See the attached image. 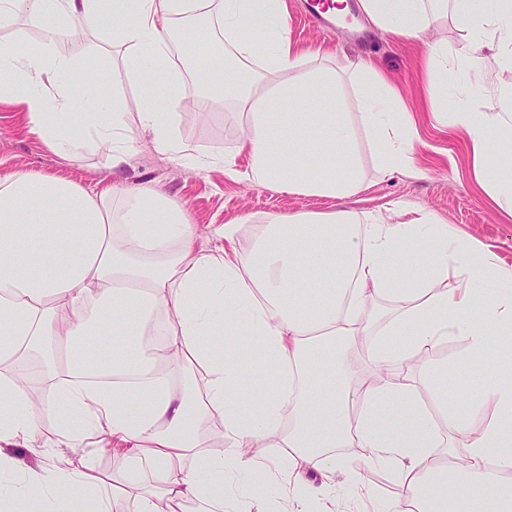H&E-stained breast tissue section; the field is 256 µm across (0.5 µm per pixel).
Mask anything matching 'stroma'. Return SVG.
Here are the masks:
<instances>
[{"label": "stroma", "mask_w": 512, "mask_h": 512, "mask_svg": "<svg viewBox=\"0 0 512 512\" xmlns=\"http://www.w3.org/2000/svg\"><path fill=\"white\" fill-rule=\"evenodd\" d=\"M291 35L302 47L321 48L333 52V61L343 64L345 58L372 57L387 79L400 89L408 112L414 121V133L421 145L415 164L422 176L397 175L383 178L379 174L373 145L361 120L365 102L358 86L341 76L335 96H317V108L340 107L350 115L356 140L365 189L355 197L335 199L289 195L256 184L236 182L224 174L223 167L189 169L184 159L174 153L158 151L147 140H139L137 150L122 171L110 173L108 153L85 148L67 157L53 153L30 132L23 110L9 103L0 104V176L12 172L52 175L90 188L102 177L114 176L124 189L151 186L183 206L192 223L197 224L210 247H223L215 237V228L224 224H240L245 234L255 232V224L264 217L298 211H327L337 208L357 213L386 214L390 204L402 201L411 208L432 214L439 223L451 225L472 239L490 246L507 265L512 266V219L502 215L486 198L473 189L469 174L465 142L449 136L432 114V105L419 59L426 43L443 42L456 51L464 42V34L454 19L442 21L420 39L383 35L370 27L363 15L360 0H348L349 22L365 28L364 42L349 39L345 30L326 32L310 25L303 17L302 0H287ZM104 34H90L69 48V55L98 66L102 71L100 92L104 98L120 94L126 100L142 95L147 85L128 82L120 91L112 89V69L120 58L108 45ZM472 105L481 110L493 104L512 113V73L502 72L486 60L481 75L467 74ZM242 133L237 116L217 108L210 112L182 110L175 125V136L183 144L223 151L237 168H246L248 158L236 154L234 147ZM467 345L458 337H449L435 354L426 357L421 366L413 367L405 376L409 384L423 386V369H434L446 376L450 390L470 396L478 386V373L461 365ZM360 486H353L344 476H336L333 502L336 512H360L359 493H367L382 501L395 497L399 488L393 475L380 467L366 466L360 472Z\"/></svg>", "instance_id": "35a3bbf8"}]
</instances>
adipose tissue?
I'll return each instance as SVG.
<instances>
[{
  "instance_id": "1",
  "label": "adipose tissue",
  "mask_w": 512,
  "mask_h": 512,
  "mask_svg": "<svg viewBox=\"0 0 512 512\" xmlns=\"http://www.w3.org/2000/svg\"><path fill=\"white\" fill-rule=\"evenodd\" d=\"M362 8L398 37L420 38L450 14L466 30L456 53L427 46V78L453 88L433 114L464 134L473 186L512 217V162L492 164L488 153L490 133L511 138L512 122L494 108L474 110L456 81L480 71L486 48L512 71V0H362ZM186 17L202 18V34L218 31L232 61L196 94L169 57L171 26ZM20 18L42 39L27 53L0 45V101L22 106L58 154L102 146L116 170L135 144L123 100L102 98L97 75L57 51L68 21L123 49L113 84L149 78L138 117L155 148L294 195L342 200L364 188L348 113L296 109L314 90L334 93L336 70H305L286 0H0L1 28ZM347 69L371 99L363 120L379 172L420 176L398 90L369 60ZM226 95L245 129L235 147L249 157L243 171L174 134L185 98L205 110ZM218 233L223 248H209L182 207L147 187L0 177V361L36 350L49 365L39 390L0 376V471L10 474L0 512H125L115 486L88 464L54 454L40 470L13 468L11 449L42 445L40 410L65 447L107 438L123 484L140 489L135 512H172L183 501L201 512H323L309 477L334 479L339 448L362 449L363 461L396 475L401 491L381 512H512V267L400 201L387 217L298 211L265 218L250 236L239 224ZM382 300L393 310L370 319ZM156 333L163 344H145ZM451 336L472 356L501 347L472 397L436 377L422 391L402 381ZM340 342L361 344L374 382L351 384ZM423 393L435 414L424 412ZM472 426L457 448L456 434ZM269 448L288 454L271 461Z\"/></svg>"
}]
</instances>
